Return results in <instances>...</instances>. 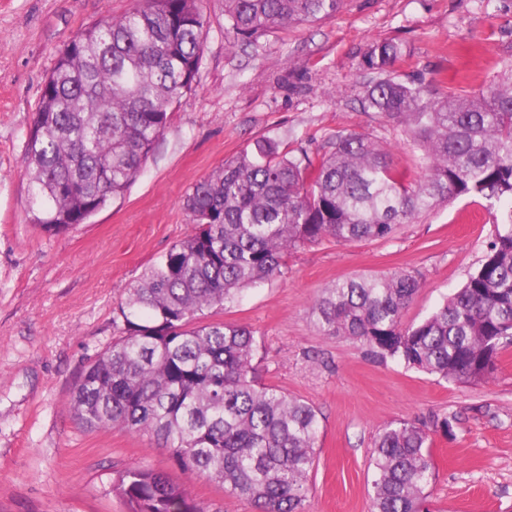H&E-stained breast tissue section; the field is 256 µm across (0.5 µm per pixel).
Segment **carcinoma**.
I'll use <instances>...</instances> for the list:
<instances>
[{"label":"carcinoma","instance_id":"carcinoma-1","mask_svg":"<svg viewBox=\"0 0 512 512\" xmlns=\"http://www.w3.org/2000/svg\"><path fill=\"white\" fill-rule=\"evenodd\" d=\"M344 0H224L227 45L331 18ZM204 44L198 0H142L78 31L47 77L23 165L49 234L84 224L141 172ZM400 44L376 42L363 65L381 75L362 106L402 128L420 175L393 168L389 150L338 133L314 156L271 140L224 162L183 198L193 230L151 266L118 307L123 336L82 374L74 416L162 443L183 473L224 485L257 512H305L319 419L309 403L256 382V331L201 322L282 273L290 252L324 239H387L400 224L461 197L486 202L494 235L466 282L416 324L403 315L421 288L407 273L360 275L322 289L312 305L325 335L446 381L485 380L512 346V70L487 86L426 87L388 76ZM371 512H429V430L392 422L371 456ZM128 512H205L167 474L137 465L113 484Z\"/></svg>","mask_w":512,"mask_h":512}]
</instances>
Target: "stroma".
<instances>
[{"label": "stroma", "mask_w": 512, "mask_h": 512, "mask_svg": "<svg viewBox=\"0 0 512 512\" xmlns=\"http://www.w3.org/2000/svg\"><path fill=\"white\" fill-rule=\"evenodd\" d=\"M136 0H0V512H127L113 492L133 465L182 472L145 434L91 430L71 398L84 370L118 338L114 309L192 225L182 198L262 139L316 153L339 132L364 133L411 167L401 128L364 111L375 42L401 44L398 79L463 72L471 86L512 66V0H345L330 19L293 24L228 49L224 0H199L206 37L193 90L124 195L86 223L52 235L30 222L39 203L22 166L41 88L82 27ZM491 216L460 198L385 240L326 239L287 255L281 275L244 290L218 317L257 333L260 381L312 404L320 423L306 512H370L371 449L393 421L431 425L434 512H512V347L488 379L459 383L364 352L318 331L323 288L357 275L411 273L422 286L404 313L417 322L481 262ZM191 497L209 512H256L205 479Z\"/></svg>", "instance_id": "35a3bbf8"}]
</instances>
